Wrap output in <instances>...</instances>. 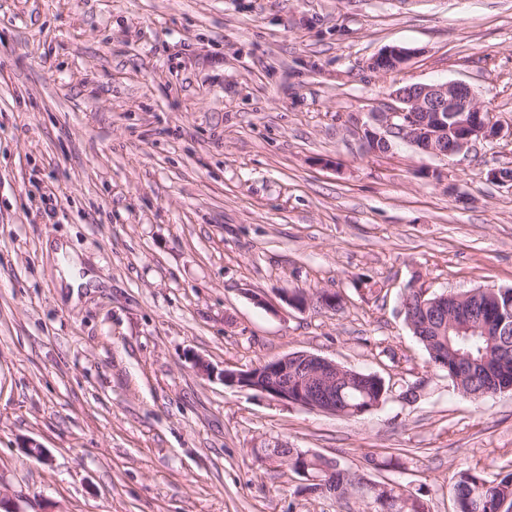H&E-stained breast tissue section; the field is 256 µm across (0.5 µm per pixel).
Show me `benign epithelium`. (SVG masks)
<instances>
[{
  "label": "benign epithelium",
  "mask_w": 512,
  "mask_h": 512,
  "mask_svg": "<svg viewBox=\"0 0 512 512\" xmlns=\"http://www.w3.org/2000/svg\"><path fill=\"white\" fill-rule=\"evenodd\" d=\"M416 50L393 46L374 56L369 68L398 72ZM392 103L372 113L362 136L370 150L386 152L400 139L430 155L450 159L471 150L476 141L496 138L500 129L479 102L474 89L462 81L406 83L390 94ZM224 384L255 390L275 401L324 413H336V387L363 375L319 355L303 352L267 360L247 370L226 369Z\"/></svg>",
  "instance_id": "obj_1"
}]
</instances>
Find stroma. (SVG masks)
<instances>
[{"label":"stroma","instance_id":"obj_1","mask_svg":"<svg viewBox=\"0 0 512 512\" xmlns=\"http://www.w3.org/2000/svg\"><path fill=\"white\" fill-rule=\"evenodd\" d=\"M393 45L415 49L405 69H370ZM456 80L496 140L450 162L368 150L396 83ZM503 167L512 0H0V495L17 512H369L304 493L263 458L279 444L453 512L458 471L512 470V393L463 398L401 299L512 288ZM58 238L102 280L75 306L44 252ZM293 288L343 301L298 311ZM298 351L396 395L348 419L219 377ZM402 448V468L367 470Z\"/></svg>","mask_w":512,"mask_h":512}]
</instances>
